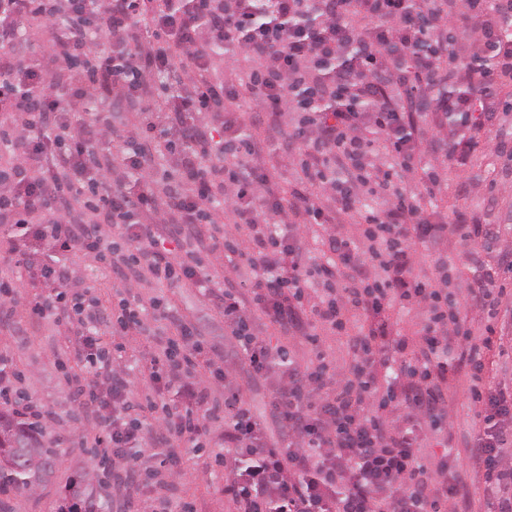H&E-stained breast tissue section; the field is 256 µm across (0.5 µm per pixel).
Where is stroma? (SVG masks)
I'll use <instances>...</instances> for the list:
<instances>
[{"label":"stroma","instance_id":"stroma-1","mask_svg":"<svg viewBox=\"0 0 512 512\" xmlns=\"http://www.w3.org/2000/svg\"><path fill=\"white\" fill-rule=\"evenodd\" d=\"M235 102L244 107L243 130L260 148L257 165L268 169L275 176L281 196H289L296 178V170L282 164L289 148L287 135L272 134L261 116L250 111L251 93L240 84H230ZM489 111L493 112L492 124L486 125L481 135L490 141L512 142V83L502 86L498 95L489 100ZM433 115L422 116L415 135L423 143L421 165L438 172L444 179L443 186L433 197L423 198L427 210L451 218L456 213L474 214L480 223L493 227L496 236L488 248L481 253L480 264H473L457 236H450L446 251L448 267V293L460 305L472 335H482L486 325H494L505 345H512V278L503 277L507 290L495 316L471 303L470 298L480 275L481 265L505 268L512 264V154L495 153L478 149L471 153L463 168L448 164L440 147L430 142ZM74 280L77 286H92L94 293L106 311L120 310L131 296L124 283L103 276L97 262L89 256L76 257L73 263ZM142 297L156 296L175 304L192 322L201 341L214 348L218 355L232 367L234 385L254 407L255 413L264 421L270 437L282 440L283 431L272 413L270 401L279 379L274 375H258L237 354V344L224 325L219 309L193 288H145ZM430 315L424 304L407 301L393 303L387 309V318L394 335L407 342L404 356L413 361L421 356L419 332ZM346 327L331 331L317 326L319 346L293 340L277 325L262 322L259 326L263 336L272 342L287 347L291 358L300 364L314 361L317 352H324L337 369H345L355 361L351 343L356 336L367 333L369 323L361 313L350 310L345 314ZM69 333L65 328L47 321L28 319L16 313L11 321L0 323V354L17 365L25 374L23 387L28 395L45 410L46 417L58 418L57 432L67 433L71 427L65 415L71 408L66 371H80V363L74 362L66 352ZM466 380L452 384L448 391V425L450 438L447 447H440V434L428 435L419 453L431 465L440 457H447L449 465L468 468L467 493L468 512H483V477L471 471L469 443L475 429L474 405L468 392ZM55 480L41 487L31 496L14 499L16 512H48L57 500L68 480L86 456L78 444H66ZM177 498L192 501L198 512H233L232 505L224 497V479L220 471L214 470L213 458L208 453H187L185 475L176 491Z\"/></svg>","mask_w":512,"mask_h":512}]
</instances>
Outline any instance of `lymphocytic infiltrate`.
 Wrapping results in <instances>:
<instances>
[{
  "label": "lymphocytic infiltrate",
  "instance_id": "1",
  "mask_svg": "<svg viewBox=\"0 0 512 512\" xmlns=\"http://www.w3.org/2000/svg\"><path fill=\"white\" fill-rule=\"evenodd\" d=\"M512 0H0V307L25 308L41 320L75 321L71 355L83 370L66 376L76 409L96 412V430L81 442L112 455V482L133 489L125 512H140L141 495L164 474H184L185 452L208 447L211 426L224 425V496L237 512H456L466 488L448 477L446 463L429 467L417 454L426 425L444 416L450 381L466 377L479 430L470 456L490 492L487 512H512V464L505 457L512 431V387L483 385L484 359L496 343L472 340L444 278L413 273L414 244L433 250L436 270L448 266L440 247L449 234L479 248L489 229L456 215L435 221L421 200L440 187L437 172L419 188L396 187L401 170L421 152L411 103L430 102L438 115L433 137L454 161L474 148L468 130L488 121L485 102L512 79ZM39 26L50 43H65L64 57L19 62L18 25ZM207 33L223 46L231 72L252 93V108L266 113L274 132L295 112L289 154L299 182L282 203L268 175L249 165L255 142L241 138L243 116L225 102L223 83L209 77ZM495 48L491 66L457 68L447 61L449 33ZM115 41L107 51L100 40ZM181 61L193 69L190 90L168 95L163 109L135 113L125 134L112 121V98H143L156 70ZM466 85L453 94L454 85ZM94 98L97 109L72 119L65 99ZM207 115L205 124L190 123ZM373 137H366V130ZM179 147L178 179L157 190V153ZM129 173L126 181L112 169ZM389 191L384 209L360 212L358 183ZM325 184L336 206L311 192ZM222 200L227 225L224 256L244 266L240 288L224 289L183 225L206 223L209 206ZM361 217L365 238L378 241L370 259L384 269L368 282L369 259L358 245L329 236L337 264L355 280L336 286L337 264L307 269L302 243L312 226ZM94 256L101 268L128 285L200 290L224 322L252 369L279 373L272 411L288 438H269L250 404L214 364L212 348L160 299L123 305L112 333L144 329L145 318L175 331L137 376L120 353L107 351L98 333L105 312L89 288L73 285L72 257ZM45 293L27 296L32 284ZM320 301L305 304V290ZM415 299L433 314L420 332L425 351L447 349L448 324L459 337L454 363H406L403 340L392 338L385 310L391 301ZM369 316L356 337L361 355L343 374L325 357L295 366L283 346L271 344L250 323L258 314L289 335L317 344L311 318L331 328L347 310ZM143 378L146 392L133 386ZM224 381V398L207 391L209 378ZM161 409L156 425L142 409ZM152 442L156 461L144 468L139 452Z\"/></svg>",
  "mask_w": 512,
  "mask_h": 512
}]
</instances>
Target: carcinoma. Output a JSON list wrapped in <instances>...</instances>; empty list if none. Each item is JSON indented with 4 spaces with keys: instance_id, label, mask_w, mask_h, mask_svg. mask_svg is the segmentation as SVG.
Instances as JSON below:
<instances>
[{
    "instance_id": "obj_1",
    "label": "carcinoma",
    "mask_w": 512,
    "mask_h": 512,
    "mask_svg": "<svg viewBox=\"0 0 512 512\" xmlns=\"http://www.w3.org/2000/svg\"><path fill=\"white\" fill-rule=\"evenodd\" d=\"M58 461V441L46 425L0 409V494L7 488L16 496L36 493L54 477ZM53 512H112L93 463L69 479Z\"/></svg>"
}]
</instances>
